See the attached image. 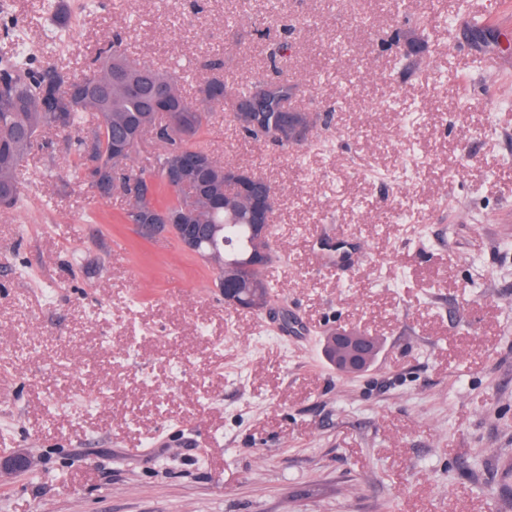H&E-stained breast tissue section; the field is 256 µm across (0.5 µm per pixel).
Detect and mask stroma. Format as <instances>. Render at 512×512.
Returning a JSON list of instances; mask_svg holds the SVG:
<instances>
[{"mask_svg":"<svg viewBox=\"0 0 512 512\" xmlns=\"http://www.w3.org/2000/svg\"><path fill=\"white\" fill-rule=\"evenodd\" d=\"M195 1L10 0L0 62L21 31L79 80L118 34L192 100L204 60L245 86L277 57L328 121L282 151L217 108L198 140L272 185L294 325L226 306L48 132L0 210V458L32 460L0 470V512H512V0L480 34L485 0ZM340 327L380 341L368 372L324 358Z\"/></svg>","mask_w":512,"mask_h":512,"instance_id":"stroma-1","label":"stroma"}]
</instances>
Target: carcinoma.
<instances>
[{"label":"carcinoma","instance_id":"1","mask_svg":"<svg viewBox=\"0 0 512 512\" xmlns=\"http://www.w3.org/2000/svg\"><path fill=\"white\" fill-rule=\"evenodd\" d=\"M93 64L96 73L91 89L73 97L62 83L51 101L44 97L48 69H36L31 61L23 67L13 63L0 67V209L12 208L20 199L16 171L24 160L32 152L48 148L42 134L58 129L51 121L52 112L66 113L68 130L89 114L95 119L91 136L104 164L112 168L116 178L142 184L136 205L187 214L200 257L215 263L220 275L226 266H243V288L248 292L262 290L267 305H272L271 284L264 268L244 267L245 260L260 248L251 227L250 202L237 187L224 181V170L232 164L199 146L196 137L209 126V106L222 107L234 120L238 104L257 96L261 88L263 113L271 118L296 97L297 85L287 79L260 78L244 88L234 87L217 73L220 64L209 62L204 68L212 74L200 84L202 104L198 105L181 95L175 76L129 59L118 36ZM159 96L167 100L172 117L154 110L152 102ZM183 126L192 131L191 137L181 134ZM151 131L162 141L151 169L134 166L130 152L116 158L113 145L136 144ZM174 152L193 169L192 183L180 185L165 178L164 170Z\"/></svg>","mask_w":512,"mask_h":512}]
</instances>
